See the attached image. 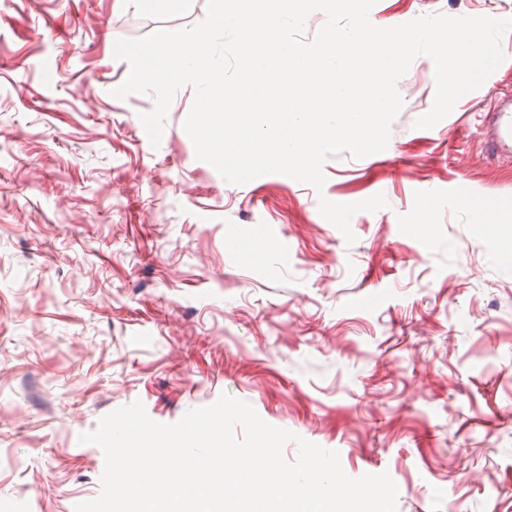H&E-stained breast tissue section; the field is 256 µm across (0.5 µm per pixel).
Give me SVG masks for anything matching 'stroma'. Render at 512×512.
Segmentation results:
<instances>
[{
  "label": "stroma",
  "instance_id": "1",
  "mask_svg": "<svg viewBox=\"0 0 512 512\" xmlns=\"http://www.w3.org/2000/svg\"><path fill=\"white\" fill-rule=\"evenodd\" d=\"M512 18V0H377L371 22ZM133 0H0V512H73L102 450L79 441L139 400L159 423L221 394L389 473L397 512H512V223L476 232L461 196L512 195L479 113L512 90L504 61L430 129L433 61L397 87L385 151L324 165L322 190L281 174L227 183L170 106L115 98ZM387 208L342 233L319 197ZM428 209L429 234L414 222Z\"/></svg>",
  "mask_w": 512,
  "mask_h": 512
}]
</instances>
